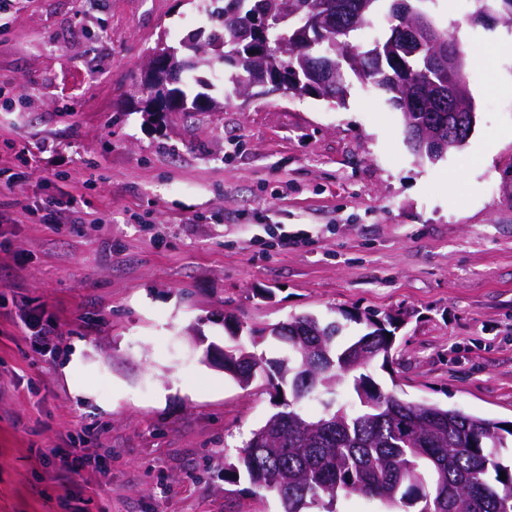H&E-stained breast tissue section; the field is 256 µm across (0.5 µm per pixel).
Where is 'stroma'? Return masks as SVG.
<instances>
[{
	"mask_svg": "<svg viewBox=\"0 0 512 512\" xmlns=\"http://www.w3.org/2000/svg\"><path fill=\"white\" fill-rule=\"evenodd\" d=\"M468 52L476 125L435 163L364 86L145 121L139 75L201 0H12L0 14V512H279L224 478L275 412L221 363L224 316L409 311L388 365L408 401L512 424V32L437 0ZM499 90L486 91L489 82ZM497 144L483 163L471 148ZM64 208L66 224L52 222ZM27 299L60 341L16 323ZM82 366H66L73 350ZM112 459L73 496L54 445Z\"/></svg>",
	"mask_w": 512,
	"mask_h": 512,
	"instance_id": "35a3bbf8",
	"label": "stroma"
}]
</instances>
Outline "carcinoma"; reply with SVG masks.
<instances>
[{"mask_svg": "<svg viewBox=\"0 0 512 512\" xmlns=\"http://www.w3.org/2000/svg\"><path fill=\"white\" fill-rule=\"evenodd\" d=\"M331 1L345 15L333 32L304 31L306 19ZM473 20L488 26L512 25V0H472ZM435 0H205L208 19L224 17L220 28L200 27L179 40L188 55L177 91L193 103L207 96L210 84L197 72L218 63L224 86L236 95L249 82L264 79L269 68L282 71L292 95L343 106L353 81L370 88L400 112L407 144L419 127L448 122L435 112L434 93L448 85V68L438 57L458 44L453 33L436 24ZM380 16L386 27L365 40L359 33ZM264 31L267 53L254 61L251 26ZM403 23L420 30L422 43L412 49L400 42ZM323 321L296 315L273 329L245 325L224 317L230 343L224 345V369L239 386L256 380L280 397L273 413L240 449L237 463L224 466L228 480L245 477L258 490L274 493L281 512H306L320 504L336 512L338 495H359L390 504L418 507L417 512H512V463L506 448L512 430L500 423L434 403L414 402L397 393L370 392L362 365L378 358L388 363L399 316L376 312H341ZM364 326L357 339L337 344L345 322ZM271 337L286 347L269 361L247 349ZM349 381L359 406H336V387ZM321 405L315 416L301 409L305 400ZM506 478H499L500 473Z\"/></svg>", "mask_w": 512, "mask_h": 512, "instance_id": "1", "label": "carcinoma"}]
</instances>
